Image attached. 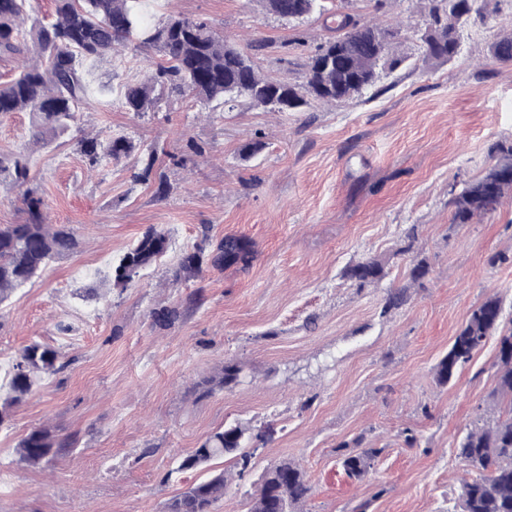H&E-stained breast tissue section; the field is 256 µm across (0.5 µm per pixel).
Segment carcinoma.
<instances>
[{"label": "carcinoma", "instance_id": "carcinoma-1", "mask_svg": "<svg viewBox=\"0 0 512 512\" xmlns=\"http://www.w3.org/2000/svg\"><path fill=\"white\" fill-rule=\"evenodd\" d=\"M55 19L33 20L26 26L30 0H0V55L30 57L9 81L0 84V115L28 112L32 135L51 142L65 133L76 120L79 106L87 99L83 76L85 61L100 58L129 46L159 58L151 73L139 83L125 86L123 106L141 117L159 110L167 93L188 95L224 112L233 111L246 100L265 112L299 111L314 100L336 103L350 99L375 86L381 72L400 66L401 31L360 23L350 13L336 14L334 39L318 44L309 57L301 84L272 79L261 73L252 57L224 39L208 22L175 14L154 25L142 12L139 0H55ZM476 0H428L424 6L419 60L428 65L451 59L460 48V29ZM263 9L288 20H304L324 12L319 0H260ZM498 61H512V32L500 35L489 46ZM136 150L134 141L120 135L102 143L96 137L80 140V152L91 167L103 159L118 160ZM140 172L136 179L149 183L159 162L155 147L140 151ZM495 163L480 178L468 183L451 201L452 222L469 224L495 212L512 197V141L494 146ZM13 170L14 181L29 182L28 163L20 158H0V173ZM23 202L27 219L22 224L0 225V303L18 287L40 275L56 258L75 253L79 239L66 224H49L43 201L31 189ZM169 247L164 232L147 229L121 259L114 271L113 286L125 287L139 271L155 264ZM253 258V243L244 236L227 235L216 247V266H247ZM202 251L186 253L180 265L185 274L201 270ZM347 277L358 287L374 285L384 276L376 260L350 266ZM503 299L491 295L473 308L454 336L448 352L433 367L438 385L446 386L471 362L490 336L497 337L498 369L493 394L506 400L493 420L479 419L457 441L456 455L475 476L460 486V512H512V326L503 322ZM56 350L37 342L25 346L11 377V395L0 406V426L13 406L32 392L35 381L57 371ZM240 368L224 363L219 374L207 381L208 391L222 390L238 382ZM270 428L251 431L229 425L211 433L186 456L179 469H203L216 459L228 460L243 479L251 468L258 445L266 441ZM344 453L340 464L351 478L362 480L374 468L379 450L361 447ZM73 442L59 438L50 428L40 426L23 437L16 448L18 462L36 466L53 450L70 448ZM231 484L225 470H214L170 499L163 512H215ZM311 495L306 474L298 462L283 459L265 468L249 494L248 512H300Z\"/></svg>", "mask_w": 512, "mask_h": 512}]
</instances>
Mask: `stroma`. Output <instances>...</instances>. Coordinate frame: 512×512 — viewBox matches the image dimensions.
I'll use <instances>...</instances> for the list:
<instances>
[{
	"mask_svg": "<svg viewBox=\"0 0 512 512\" xmlns=\"http://www.w3.org/2000/svg\"><path fill=\"white\" fill-rule=\"evenodd\" d=\"M153 21L182 13L206 19L240 47L261 43L255 60L270 77L303 82L315 46L336 34L332 15L287 21L259 0H143ZM473 12L458 54L423 68L413 38L418 0H352L360 22L404 23L412 64L384 76L375 96L299 112L240 105L214 111L178 94L137 117L120 103L154 55L127 49L88 62L89 97L80 118L51 143L33 144L31 116L0 115V157L29 158L30 188L49 223L74 228L80 248L0 304V403L21 350L56 349L61 368L38 379L0 426V512H162L198 480L179 459L225 424L269 428L255 472L291 458L312 488L305 512H451L471 472L457 438L493 396L497 340L489 338L455 383L432 367L470 310L497 294L512 320V202L469 224L452 221L449 201L512 141V62L487 56L512 29V0ZM117 135L163 148L157 171L170 190L134 182L136 156L89 169L83 135ZM261 141L250 159L241 148ZM170 247L124 288L117 259L148 228ZM228 234L254 245L249 266L203 265L176 277L184 253L212 252ZM503 259L489 264L492 253ZM429 272L412 282L414 256ZM381 260L386 276L357 288L345 268ZM408 299L383 313L390 291ZM178 310L157 326L154 309ZM237 384L208 391L226 361ZM75 439L49 464L19 463L31 429ZM420 439L407 447L402 432ZM378 448L368 478H348L341 443Z\"/></svg>",
	"mask_w": 512,
	"mask_h": 512,
	"instance_id": "obj_1",
	"label": "stroma"
}]
</instances>
